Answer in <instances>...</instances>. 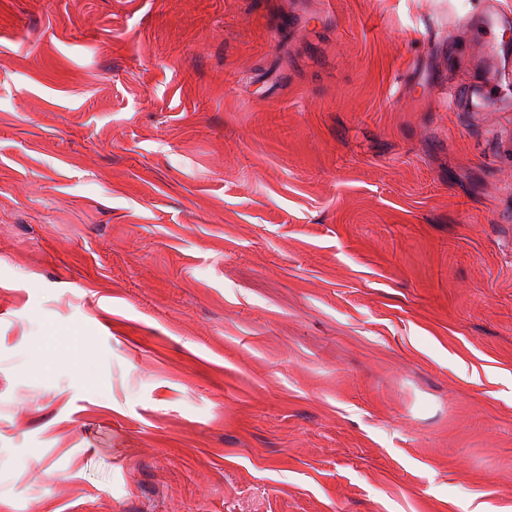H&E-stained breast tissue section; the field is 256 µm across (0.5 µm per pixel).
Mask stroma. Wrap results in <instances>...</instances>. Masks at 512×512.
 Segmentation results:
<instances>
[{
	"label": "stroma",
	"instance_id": "stroma-1",
	"mask_svg": "<svg viewBox=\"0 0 512 512\" xmlns=\"http://www.w3.org/2000/svg\"><path fill=\"white\" fill-rule=\"evenodd\" d=\"M489 37L448 0H0V504L512 512Z\"/></svg>",
	"mask_w": 512,
	"mask_h": 512
}]
</instances>
